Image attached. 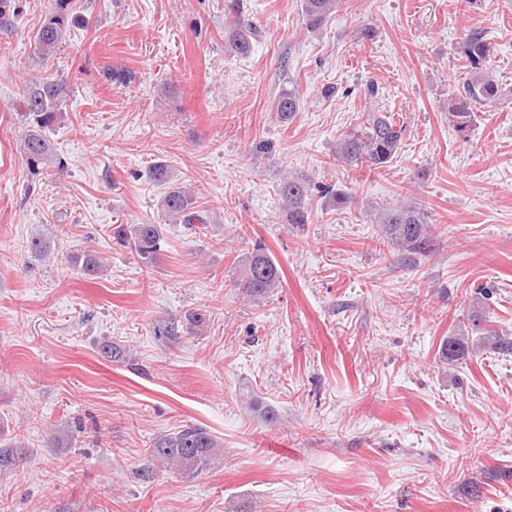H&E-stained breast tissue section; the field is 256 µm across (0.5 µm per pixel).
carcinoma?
Segmentation results:
<instances>
[{"label":"carcinoma","instance_id":"carcinoma-1","mask_svg":"<svg viewBox=\"0 0 512 512\" xmlns=\"http://www.w3.org/2000/svg\"><path fill=\"white\" fill-rule=\"evenodd\" d=\"M306 24L317 29L336 8V0H303ZM224 9L234 17L228 42L241 55L250 52L252 40L257 34L254 24L241 12L240 0H225ZM83 22V17L73 10V0H52V9L45 15L33 35L40 54L52 55L65 39L71 26ZM466 56L470 64L480 65L489 53L483 35L471 32L465 38ZM70 94L66 82L46 79L30 88L22 100L24 112L23 146L25 164L29 174L38 177L44 174L51 162L52 152L47 131L59 116V107ZM365 112L361 122L336 141V160L353 168L370 171L387 166L396 155L405 130L397 123L394 114L380 110V87L371 82L364 90ZM512 100V88L501 83L495 76L477 71L462 85L458 94L456 117L460 125L471 121L472 107L479 104L499 103ZM300 107L299 98L293 90L283 91L275 103L276 117L281 123L291 121ZM278 194L286 205L288 223L307 224L312 215V192L310 184L293 175L282 178ZM165 220L183 224L193 229L195 223L205 224L197 197L185 187L177 184L170 188L161 201ZM376 223L379 224V241L397 250L402 258L414 264L432 251L433 231L424 209L410 204H382L375 208ZM113 238L137 255L146 266L153 265L159 257L162 227L159 224H118L112 228ZM89 277L98 276L103 268L101 257L84 251L69 257ZM282 273L269 252L257 247L245 257L239 272L238 282L242 293L252 299L270 297L281 285ZM478 334L484 346L499 354L512 355V336L485 324L479 314L470 318L469 327H461L457 333L440 342L439 360L453 364L463 359L469 351L470 334ZM250 408L265 422L275 423L278 414L269 405L256 397L249 398ZM218 444L204 428L184 425L177 430L160 435L145 451L144 464L138 476L145 482L154 478L156 468L166 465L188 475L199 474L210 468L217 456Z\"/></svg>","mask_w":512,"mask_h":512}]
</instances>
